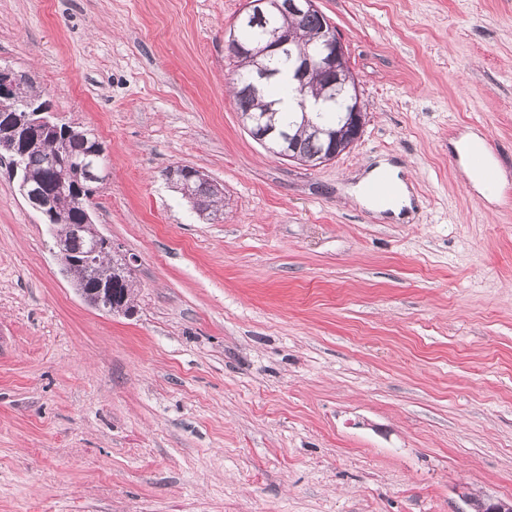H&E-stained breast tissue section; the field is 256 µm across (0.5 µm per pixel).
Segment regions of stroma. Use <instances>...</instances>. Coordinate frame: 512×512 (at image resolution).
I'll use <instances>...</instances> for the list:
<instances>
[{
	"label": "stroma",
	"mask_w": 512,
	"mask_h": 512,
	"mask_svg": "<svg viewBox=\"0 0 512 512\" xmlns=\"http://www.w3.org/2000/svg\"><path fill=\"white\" fill-rule=\"evenodd\" d=\"M244 4L0 0V65L102 144L94 220L135 259L131 314L89 305L0 167V512L512 501V0H317L365 125L316 167L226 91ZM382 161L404 218L355 198ZM175 165L222 185V214ZM381 172H388L394 181L399 185L400 189L397 202L392 207L388 209H382V211L389 210L392 212L394 217L399 218L400 213L406 209L411 208V195L405 183L399 176L400 169L398 167L392 166L387 162H381L378 166L374 167L367 175V177H365L360 182L357 197L364 204L369 205L371 203L370 196L367 193V188L374 182V180Z\"/></svg>",
	"instance_id": "obj_1"
}]
</instances>
